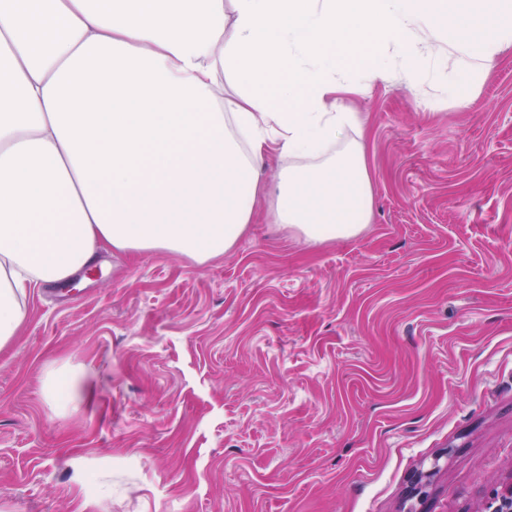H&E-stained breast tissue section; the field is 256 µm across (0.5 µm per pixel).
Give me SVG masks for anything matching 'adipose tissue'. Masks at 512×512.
<instances>
[{"mask_svg":"<svg viewBox=\"0 0 512 512\" xmlns=\"http://www.w3.org/2000/svg\"><path fill=\"white\" fill-rule=\"evenodd\" d=\"M399 45L394 66L377 41ZM512 45V0H0V348L33 289L104 250L203 264L242 237L277 174L276 223L325 242L371 218L358 67L452 86ZM456 59L439 63L441 47Z\"/></svg>","mask_w":512,"mask_h":512,"instance_id":"1","label":"adipose tissue"}]
</instances>
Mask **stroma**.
Returning <instances> with one entry per match:
<instances>
[{
  "label": "stroma",
  "instance_id": "1",
  "mask_svg": "<svg viewBox=\"0 0 512 512\" xmlns=\"http://www.w3.org/2000/svg\"><path fill=\"white\" fill-rule=\"evenodd\" d=\"M345 81L355 237L262 207L205 264L105 252L28 297L0 349V512H486L512 482V47L463 102ZM52 373L75 401L49 403Z\"/></svg>",
  "mask_w": 512,
  "mask_h": 512
}]
</instances>
